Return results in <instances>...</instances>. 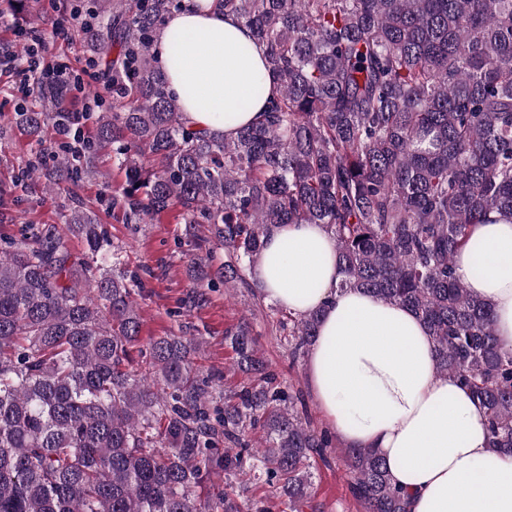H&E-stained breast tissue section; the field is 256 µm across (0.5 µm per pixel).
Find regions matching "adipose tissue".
I'll use <instances>...</instances> for the list:
<instances>
[{
  "label": "adipose tissue",
  "mask_w": 512,
  "mask_h": 512,
  "mask_svg": "<svg viewBox=\"0 0 512 512\" xmlns=\"http://www.w3.org/2000/svg\"><path fill=\"white\" fill-rule=\"evenodd\" d=\"M198 2L183 0L157 49L167 58L171 32L182 33V64L167 76L183 120L231 139L277 90L254 96L262 47L235 16ZM455 265L469 292L492 305L500 342L512 346V223L475 225ZM251 277L265 302L321 310L306 382L340 440L378 452L408 512H512V454L489 448L483 405L457 380L436 376L432 339L409 309L337 291L336 246L322 225L273 227Z\"/></svg>",
  "instance_id": "adipose-tissue-1"
}]
</instances>
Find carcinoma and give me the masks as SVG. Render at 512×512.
<instances>
[{"mask_svg": "<svg viewBox=\"0 0 512 512\" xmlns=\"http://www.w3.org/2000/svg\"><path fill=\"white\" fill-rule=\"evenodd\" d=\"M25 25L0 63L27 55ZM265 47L279 87L262 121L227 140L185 127L157 59V35L182 0H62L55 24L80 12L95 87L48 64L39 109L13 123L36 144L64 128L54 165L42 153L18 177L64 190L82 161L110 147L125 183L110 206L151 221L175 202L192 234L182 305L219 284L259 296L250 280L270 229L322 224L336 243L337 290L410 308L427 326L435 370L485 408L488 445L512 454V348L491 306L470 295L454 258L476 224L512 223V0H214ZM112 86V99L98 88ZM75 92L83 111L71 112ZM94 119V130L84 132ZM64 228L27 224L0 248V512H270L229 491L265 479L302 512L315 456L332 447L304 400L281 387L245 324L225 330L223 374L193 368L201 342L161 336L133 356L144 284L78 201ZM88 258L71 260L70 241ZM292 358L306 356L322 315L274 310ZM349 490L364 512H406L386 463L347 448ZM224 474L226 490L198 488Z\"/></svg>", "mask_w": 512, "mask_h": 512, "instance_id": "carcinoma-1", "label": "carcinoma"}]
</instances>
